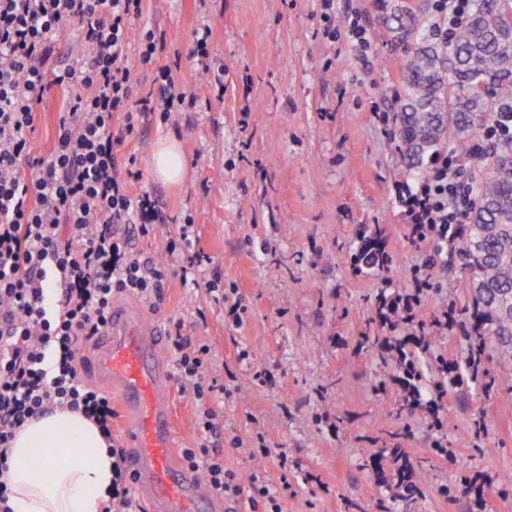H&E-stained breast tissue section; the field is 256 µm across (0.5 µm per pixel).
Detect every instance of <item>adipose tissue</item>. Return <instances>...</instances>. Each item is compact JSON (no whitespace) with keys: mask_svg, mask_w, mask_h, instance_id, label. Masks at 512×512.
<instances>
[{"mask_svg":"<svg viewBox=\"0 0 512 512\" xmlns=\"http://www.w3.org/2000/svg\"><path fill=\"white\" fill-rule=\"evenodd\" d=\"M107 448L81 414L29 420L9 450L12 512H100L112 484Z\"/></svg>","mask_w":512,"mask_h":512,"instance_id":"adipose-tissue-1","label":"adipose tissue"}]
</instances>
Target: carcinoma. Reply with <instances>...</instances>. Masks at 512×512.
<instances>
[{"mask_svg":"<svg viewBox=\"0 0 512 512\" xmlns=\"http://www.w3.org/2000/svg\"><path fill=\"white\" fill-rule=\"evenodd\" d=\"M379 23L394 46L405 48L403 93L389 125L405 172L426 178L446 154L456 173H468L463 196L472 205L448 227V268H434L433 276L457 271L471 295L468 311L448 305L465 347L462 362L448 368V387L467 380L486 389L487 363L512 374V0H467L464 16L446 29L435 0H388ZM356 259L370 271L390 262L376 236L361 241ZM369 308L362 349L383 352L397 342L415 356L422 381L439 377L423 363L432 356L425 325L416 334L420 349L411 351L382 335L391 328L387 299L376 296ZM386 452L396 460L391 478L400 482L409 512L423 472L403 449Z\"/></svg>","mask_w":512,"mask_h":512,"instance_id":"carcinoma-1","label":"carcinoma"}]
</instances>
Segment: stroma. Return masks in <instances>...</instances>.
I'll return each instance as SVG.
<instances>
[{"label": "stroma", "mask_w": 512, "mask_h": 512, "mask_svg": "<svg viewBox=\"0 0 512 512\" xmlns=\"http://www.w3.org/2000/svg\"><path fill=\"white\" fill-rule=\"evenodd\" d=\"M380 0H336V16L358 14L367 43L344 31L322 36L319 0H147L134 28L158 27L169 42L159 61L188 93L176 122L146 112L120 147L136 155L135 191L155 195L166 215L162 235L132 237L142 257L166 263V235L185 219L198 230L200 284L169 266L165 302L154 318L164 332L211 345L218 384L235 383L225 400L227 433L261 426L271 447L288 455L287 471L268 459L271 483L287 475L284 512H400L377 470H391L381 448L398 446L425 463L418 512H471L464 478L486 480L482 512H512V379L490 392H449L442 429L422 414L399 412L397 375L357 347L367 299L411 289V271L429 258L411 235L398 198L404 176L398 151L376 111H392L402 92V49L375 24ZM209 26L210 61L225 68L224 89L201 75L194 32ZM66 94L52 87L30 142L48 156ZM186 160L183 181L155 179L151 159L167 136ZM381 232L389 268L366 272L355 261L361 239ZM234 289L247 308L239 328L205 283ZM464 306L457 277L427 292L420 318L431 322L448 303ZM272 374L264 384L255 371ZM439 439L453 459L435 456Z\"/></svg>", "instance_id": "obj_1"}]
</instances>
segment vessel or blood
Wrapping results in <instances>:
<instances>
[{"instance_id": "obj_1", "label": "vessel or blood", "mask_w": 512, "mask_h": 512, "mask_svg": "<svg viewBox=\"0 0 512 512\" xmlns=\"http://www.w3.org/2000/svg\"><path fill=\"white\" fill-rule=\"evenodd\" d=\"M160 336L143 310L113 312L94 364L121 389L138 494L149 512H228L197 471L176 462L173 384L159 358Z\"/></svg>"}]
</instances>
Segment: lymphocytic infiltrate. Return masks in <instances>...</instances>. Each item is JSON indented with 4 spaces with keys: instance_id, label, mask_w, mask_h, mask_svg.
<instances>
[{
    "instance_id": "1",
    "label": "lymphocytic infiltrate",
    "mask_w": 512,
    "mask_h": 512,
    "mask_svg": "<svg viewBox=\"0 0 512 512\" xmlns=\"http://www.w3.org/2000/svg\"><path fill=\"white\" fill-rule=\"evenodd\" d=\"M145 0H0V512H10L9 448L18 430L54 409L81 413L110 440L112 486L101 512H130L135 479L126 451L113 444L114 412L108 395L79 375L80 351L100 335L116 294L136 295L149 309L163 298L168 269L141 258L124 225L148 237L165 223L157 199L134 193L142 180L136 156L120 158L139 111L169 122L187 97L172 70L159 64L164 31H134ZM77 25L80 61L50 71L64 23ZM137 45L141 64L155 66L153 87L134 102L127 49ZM68 92L56 120V144L48 157L30 158L29 142L51 86ZM122 125H115V117ZM30 159L33 175L19 165ZM451 159L432 176L406 189L414 237L428 243L432 264L448 260V227L457 221L461 195ZM169 354L180 390L193 401L215 398L210 345L171 337ZM195 447L183 460L206 486L227 499L251 489L264 512H282V490L269 483L265 459L287 470L286 453L274 452L263 433L233 436V447L256 461L247 479L225 469L218 450L224 426L215 409L197 421Z\"/></svg>"
}]
</instances>
